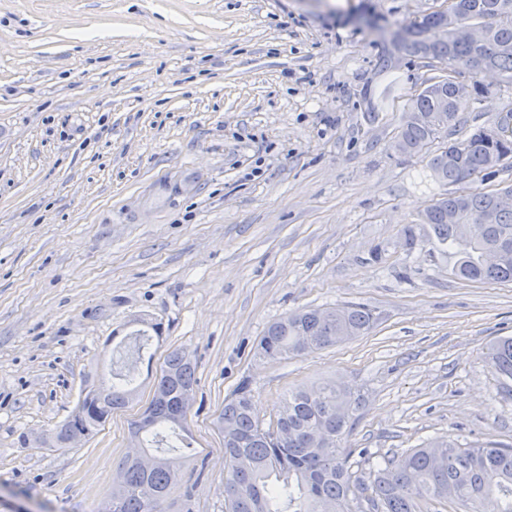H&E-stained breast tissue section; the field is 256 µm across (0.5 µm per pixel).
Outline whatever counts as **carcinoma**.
I'll list each match as a JSON object with an SVG mask.
<instances>
[{
  "instance_id": "cac0c4a2",
  "label": "carcinoma",
  "mask_w": 512,
  "mask_h": 512,
  "mask_svg": "<svg viewBox=\"0 0 512 512\" xmlns=\"http://www.w3.org/2000/svg\"><path fill=\"white\" fill-rule=\"evenodd\" d=\"M455 18L484 30L482 42L454 38L442 15L433 11L406 29L408 37L394 52L422 59L448 56L461 62L481 61L487 70L512 84V0H455ZM403 115L395 150L411 156L426 150L438 135L461 126L456 101L468 92L462 82L446 76L423 80ZM512 159V136L496 140L477 129L428 154L431 176L448 185L474 177L490 179ZM512 186L494 191L465 188L438 199L421 215L424 242L454 257L456 277L475 283L512 282V207L500 208L492 224L478 223L497 197ZM490 247L501 250L496 262L484 259ZM378 321L376 312L359 304L304 308L272 323L260 337L259 357L286 359L327 348L367 334ZM146 330L130 335L132 361L115 371L111 385L91 387L88 408L76 423L65 421L53 433V445L64 443L63 431L92 437L112 415L136 396L132 384L137 364L148 352ZM504 382H512V336L496 339L485 356ZM191 357L175 349L165 358L153 382V394L142 416L130 423L140 456H127L112 481V512H161L181 479L180 449L190 445L183 397L195 391ZM249 379L242 380L224 401V500L229 512H418L423 500L452 501L470 512H512V446L461 444L444 438L398 457L384 458L363 484L347 466L343 441L355 422L362 396L346 385L327 382L288 393L285 414L263 426L253 407Z\"/></svg>"
}]
</instances>
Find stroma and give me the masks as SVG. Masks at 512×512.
<instances>
[{
  "instance_id": "obj_1",
  "label": "stroma",
  "mask_w": 512,
  "mask_h": 512,
  "mask_svg": "<svg viewBox=\"0 0 512 512\" xmlns=\"http://www.w3.org/2000/svg\"><path fill=\"white\" fill-rule=\"evenodd\" d=\"M442 0H0V512H98L137 398L94 437L39 448L118 341L157 323L153 367L196 361L183 479L163 512H228L219 415L242 379L275 420L333 379L365 402L346 445L397 456L442 436L512 446V390L485 362L512 336V282L408 249L448 186L392 144L424 78L382 68ZM460 132L496 126L512 84L465 73ZM378 313L355 340L255 357L305 306Z\"/></svg>"
}]
</instances>
